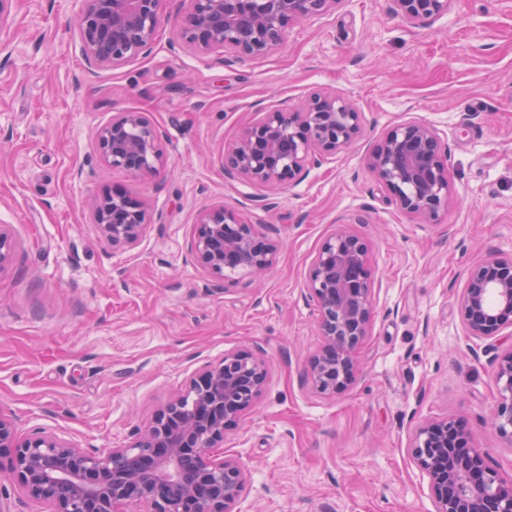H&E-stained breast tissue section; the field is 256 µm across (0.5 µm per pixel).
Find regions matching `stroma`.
<instances>
[{
    "instance_id": "35a3bbf8",
    "label": "stroma",
    "mask_w": 512,
    "mask_h": 512,
    "mask_svg": "<svg viewBox=\"0 0 512 512\" xmlns=\"http://www.w3.org/2000/svg\"><path fill=\"white\" fill-rule=\"evenodd\" d=\"M80 6L12 0L0 17V226L14 250L0 272V409L19 434L129 446L200 368L256 347L267 387L224 439L249 471L236 512H436L407 448L420 423L449 416L512 478V446L489 429L491 361L512 340L468 336L458 306L473 266L512 253V0H452L418 28L392 0H339L261 58L185 51L182 0H165L152 52L91 76ZM318 88L353 102L360 139L289 186L225 179L244 128ZM128 110L164 134L157 176L99 156L96 130ZM408 121L448 150L455 194L434 224L401 211L368 166ZM116 190L152 213L132 249L103 242L87 206ZM219 204L273 228L265 275L218 280L197 263L196 218ZM340 228L368 244L374 317L361 377L321 397L304 381L320 342L307 275Z\"/></svg>"
}]
</instances>
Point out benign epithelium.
<instances>
[{"mask_svg":"<svg viewBox=\"0 0 512 512\" xmlns=\"http://www.w3.org/2000/svg\"><path fill=\"white\" fill-rule=\"evenodd\" d=\"M339 0H187L178 38L187 50L263 57L284 41L292 21L324 14ZM412 28L448 13L450 0H395ZM162 0H82L78 37L87 72L115 68L152 52L162 18ZM363 134L354 104L333 91L309 95L302 111L273 110L246 127L224 153V176L285 185L298 180L350 146ZM162 133L150 115L119 112L100 127L96 141L112 168L135 175L157 173ZM378 182L404 212L437 220L453 197L448 153L430 125L395 126L369 158ZM101 240L132 249L151 215L124 193L91 202ZM197 262L213 277L224 271H266L278 250L272 233L258 234L222 205L200 213L190 244ZM13 259L0 227V271ZM374 280L367 243L345 229L331 233L311 260L306 298L318 308L320 345L309 355L306 380L312 390L334 396L353 385L357 350L368 336ZM468 335L493 339L512 326V254L495 255L469 270L459 297ZM267 384L263 356L234 350L193 376L185 393L159 407L126 448L88 452L37 430L20 437L15 419L0 410V475L14 482L44 512H126L147 501L151 512H234L248 476L244 464L218 456L226 434L255 405ZM499 400L491 426L512 444V348L494 357ZM410 455L428 478L437 512H512V479L494 469L471 444L465 421L442 418L419 426Z\"/></svg>","mask_w":512,"mask_h":512,"instance_id":"1","label":"benign epithelium"}]
</instances>
